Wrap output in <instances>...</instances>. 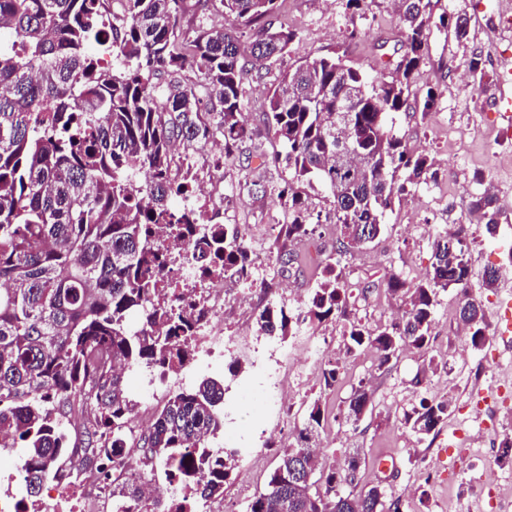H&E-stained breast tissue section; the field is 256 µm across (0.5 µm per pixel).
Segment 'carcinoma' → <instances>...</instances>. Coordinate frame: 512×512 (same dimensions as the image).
Returning a JSON list of instances; mask_svg holds the SVG:
<instances>
[{"mask_svg": "<svg viewBox=\"0 0 512 512\" xmlns=\"http://www.w3.org/2000/svg\"><path fill=\"white\" fill-rule=\"evenodd\" d=\"M125 2L116 19L110 0H0V437L24 449L18 467L27 498L36 500L71 461L56 414L66 406L83 433L79 469L102 488L136 451L145 476L182 491L177 503L153 498L149 512H196L197 502L223 496L241 456L211 443L224 428V383L204 378L172 393L132 448L124 429L136 403L128 380L105 369L110 362L176 371L193 354V340L181 334L190 314L176 299L151 301L166 262L160 243L176 247L182 225L200 223L179 204L193 180L173 172L175 146L218 138L226 158L248 150L257 165L238 189L256 200L268 195V172L288 169L277 186L288 205V241L313 231L305 188L317 183L331 194L336 246L305 317L271 302L255 318L258 335L281 340L302 325L318 326L350 304L342 258L380 236L395 201L437 180L434 160L407 151L396 136L393 115L412 107L410 80L429 55L430 28L449 27L464 44L468 21L433 15L432 0H396L403 53L390 79H371L340 55L281 69L265 119L285 153L271 158L240 109L246 75L262 78L296 37L274 25L278 0H219L225 22L210 27L181 24L186 0ZM239 25L251 31L249 69ZM189 68L193 80L184 75ZM437 99L430 87L412 108L424 116ZM471 210L496 233L503 213L494 194L476 195ZM202 245L210 271L249 279L239 231L205 227ZM470 282L463 240L440 237L424 279L407 288L397 275L388 278V292L405 306L402 317L375 328L350 323L347 352L370 349L381 366L405 349L426 355L437 297L450 288L460 295L472 347H482L486 315ZM370 406L361 384L345 417L356 422ZM447 419L448 402L435 399L404 415L422 436ZM323 421L316 399L246 512H384L381 487L354 494L357 457L328 469L317 460L310 442ZM294 461L319 472L321 488L309 495L293 482ZM143 502L136 482L112 488L113 512H142Z\"/></svg>", "mask_w": 512, "mask_h": 512, "instance_id": "obj_1", "label": "carcinoma"}]
</instances>
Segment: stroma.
Returning a JSON list of instances; mask_svg holds the SVG:
<instances>
[{
    "label": "stroma",
    "mask_w": 512,
    "mask_h": 512,
    "mask_svg": "<svg viewBox=\"0 0 512 512\" xmlns=\"http://www.w3.org/2000/svg\"><path fill=\"white\" fill-rule=\"evenodd\" d=\"M436 9L467 18L470 38L462 45L452 34L430 30L429 59L414 76L410 90L420 98L427 88H435L439 103L424 116L398 113L394 129L408 151L433 158L438 179L394 204L379 238L352 250L342 261L344 281L357 296L351 316L369 327L391 322L404 309L387 292L389 275H399L409 284L423 277L434 239L451 224L466 227L473 294L490 301L512 293V135L504 134L497 107L500 78L506 65L512 64V0H438ZM276 21L296 34L285 62L290 65L339 53L349 65L377 78L401 47L394 0H365L356 12L347 9L346 0H279ZM475 53L484 62V74L476 78L467 70ZM280 66L272 64L263 79H247L241 92L242 117L269 154L281 149L264 117L267 92ZM487 189L495 193L503 213L493 236L470 212L472 198ZM308 195L321 223L313 242L293 247L304 261L302 269L276 275L268 290L255 281L227 284L233 313L224 321V337L232 347L226 360L240 362L241 369L234 375L223 370L217 377L237 399L224 416L237 420L246 441L224 486L225 500L233 502L237 512H245L263 490L281 448L293 441L309 405L318 399L326 413L316 440L324 465L344 462L349 453L359 452V487L383 486L387 496L400 499L401 512H454L461 499L468 500L471 512H486L487 496L470 479L475 460L449 457L448 450L456 445L452 433L459 407L472 388L471 373L484 372L482 387L493 392L498 380L512 378V347L494 338L485 348L472 349L469 334L458 331L455 291L438 296L425 358L406 350L382 366L370 350L347 352L341 320L276 341L269 348L257 347L258 309L274 299L290 301L293 286L301 289L303 298H310L336 242L329 199L317 188ZM228 216L249 248L271 253L280 239L279 225L288 221V209L274 198L256 202L237 196ZM491 267L501 274L494 287L486 288L482 275ZM368 283L376 289L366 295L362 288ZM317 346L322 356H312ZM335 363L341 373L332 388H324L322 374ZM269 368L278 369L287 387L296 391L293 402L277 417L239 397L243 387L255 384ZM360 384L371 393L374 412L355 424L345 418L344 410L353 387ZM443 388L452 396L447 420L435 433L415 435L404 424L405 413L421 399L435 398Z\"/></svg>",
    "instance_id": "stroma-1"
}]
</instances>
